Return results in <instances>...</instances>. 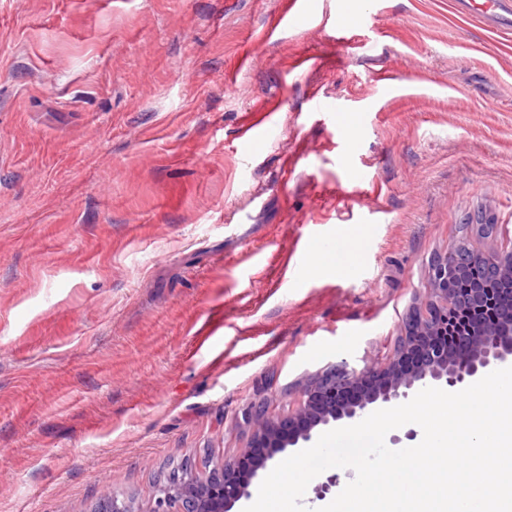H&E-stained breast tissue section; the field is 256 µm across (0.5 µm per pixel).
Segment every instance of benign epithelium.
<instances>
[{
  "mask_svg": "<svg viewBox=\"0 0 512 512\" xmlns=\"http://www.w3.org/2000/svg\"><path fill=\"white\" fill-rule=\"evenodd\" d=\"M473 255L512 282V252ZM430 296L413 307L395 356L383 366L358 370L345 359L327 366L301 390L285 415L265 403L250 404L241 419L252 430L251 444L232 457L207 465L203 474L173 471L159 490L152 512H231L250 497L260 471L296 448L315 442L322 429L353 425L376 409L405 400L423 388L451 392L470 380L512 364V292L487 286L448 291V256L427 270ZM499 314L467 330L460 324L478 318L486 303Z\"/></svg>",
  "mask_w": 512,
  "mask_h": 512,
  "instance_id": "1",
  "label": "benign epithelium"
}]
</instances>
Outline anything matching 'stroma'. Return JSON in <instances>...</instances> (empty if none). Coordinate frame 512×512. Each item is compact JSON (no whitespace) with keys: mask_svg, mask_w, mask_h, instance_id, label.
<instances>
[{"mask_svg":"<svg viewBox=\"0 0 512 512\" xmlns=\"http://www.w3.org/2000/svg\"><path fill=\"white\" fill-rule=\"evenodd\" d=\"M311 5L0 0V512H149L171 471L246 447L250 402L388 362L478 212L479 248L512 252V31L452 0Z\"/></svg>","mask_w":512,"mask_h":512,"instance_id":"obj_1","label":"stroma"}]
</instances>
